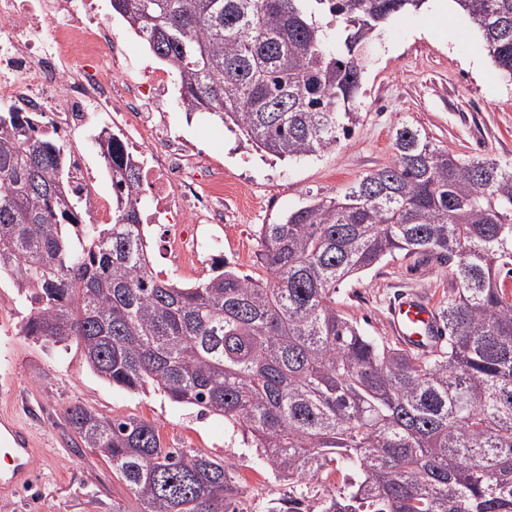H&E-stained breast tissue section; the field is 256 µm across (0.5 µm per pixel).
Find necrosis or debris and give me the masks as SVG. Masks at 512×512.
<instances>
[{
  "label": "necrosis or debris",
  "mask_w": 512,
  "mask_h": 512,
  "mask_svg": "<svg viewBox=\"0 0 512 512\" xmlns=\"http://www.w3.org/2000/svg\"><path fill=\"white\" fill-rule=\"evenodd\" d=\"M126 60L93 0H0V106L38 113L56 134L83 127L93 112L131 113L138 138L126 151L161 155L142 173L155 210L178 207L189 218L213 211L223 181L202 178L172 150L152 112L151 93L167 89V78L145 71L130 80Z\"/></svg>",
  "instance_id": "necrosis-or-debris-1"
}]
</instances>
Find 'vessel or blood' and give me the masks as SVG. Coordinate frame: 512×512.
Listing matches in <instances>:
<instances>
[{
	"label": "vessel or blood",
	"mask_w": 512,
	"mask_h": 512,
	"mask_svg": "<svg viewBox=\"0 0 512 512\" xmlns=\"http://www.w3.org/2000/svg\"><path fill=\"white\" fill-rule=\"evenodd\" d=\"M396 339L412 350L426 352L440 343V324L433 307L422 297L402 294L389 308ZM33 450L24 430L8 417L0 419V492L8 493L31 479Z\"/></svg>",
	"instance_id": "b4317fda"
}]
</instances>
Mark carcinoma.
<instances>
[{
    "mask_svg": "<svg viewBox=\"0 0 512 512\" xmlns=\"http://www.w3.org/2000/svg\"><path fill=\"white\" fill-rule=\"evenodd\" d=\"M452 2L512 79V0ZM423 3L111 0L174 70L187 111L232 122L283 160L349 137L372 41ZM96 141L110 224L80 222L90 192L72 185L64 141L0 109V274L30 304L25 335L76 343L119 389L224 417L280 480L348 471L337 494L310 504L301 493L277 512H512V163L451 154L403 125L391 165L261 225L266 279L218 263L185 285L152 268L140 159L110 129ZM400 252L439 259L455 281L430 356L368 335L336 299ZM65 417L139 512H239L224 461L163 447L138 417L80 403Z\"/></svg>",
    "mask_w": 512,
    "mask_h": 512,
    "instance_id": "obj_1",
    "label": "carcinoma"
}]
</instances>
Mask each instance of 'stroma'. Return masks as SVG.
<instances>
[{"label":"stroma","mask_w":512,"mask_h":512,"mask_svg":"<svg viewBox=\"0 0 512 512\" xmlns=\"http://www.w3.org/2000/svg\"><path fill=\"white\" fill-rule=\"evenodd\" d=\"M430 6L396 17L385 26L363 76L360 120L336 150L299 161H281L257 150L224 123L187 114L177 91H170L162 122L179 148L187 150L203 173L222 178L220 214L190 224L147 227L151 259L162 277L192 283L224 260L253 279L266 276L257 231L278 223L307 196L342 194L363 176L394 159L396 128L410 125L433 144L468 157L512 161V81L492 64L479 32L456 9H449L451 35L427 31ZM112 31L128 50L129 76L165 65L113 17ZM110 124L67 136L72 156L88 167L91 191L110 187L95 143ZM203 237L206 250L186 254L182 238ZM454 288L447 265L436 259L396 254L351 279L339 293L346 316L370 335L390 339L392 300L416 291L432 303ZM26 309L9 275H0V414L17 418L30 431L35 448V478L9 497L0 512H112L121 503L136 512L138 503L125 482L91 449L82 447L64 412L80 403L108 418L136 416L151 422L167 448L192 449L233 466L241 490V512H275L285 499L304 491L312 500L336 494L345 475L328 469L303 489L277 480L256 462L254 449L223 417L178 406L160 392L128 393L101 380L85 362L80 347L60 351L32 340L23 325Z\"/></svg>","instance_id":"35a3bbf8"}]
</instances>
